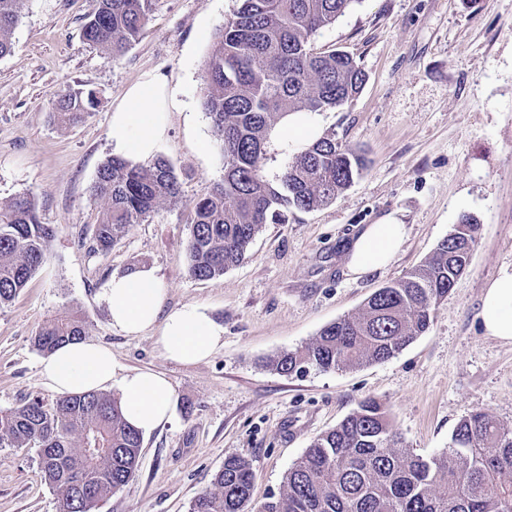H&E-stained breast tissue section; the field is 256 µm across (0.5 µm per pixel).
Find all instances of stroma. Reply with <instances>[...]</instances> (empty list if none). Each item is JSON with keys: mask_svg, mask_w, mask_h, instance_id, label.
I'll return each instance as SVG.
<instances>
[{"mask_svg": "<svg viewBox=\"0 0 512 512\" xmlns=\"http://www.w3.org/2000/svg\"><path fill=\"white\" fill-rule=\"evenodd\" d=\"M239 6L151 0L143 34L113 60L82 37L90 0H26L12 51L0 58V201L32 193L41 222L55 227L47 263L0 307V411L33 396L55 400L33 338L65 308L82 314L86 338L123 367L163 373L176 393L171 421L143 436L134 477L98 512H188L230 456L249 461L253 502L262 504L309 444L367 399L385 407L404 446L424 457L446 448L471 413L512 427V344L487 336L481 316L486 285L512 267V0H356L321 29L315 45L353 55L366 81L342 107L306 118L367 166L335 201L289 210L287 223L263 227L243 263L199 281L187 270L188 205L224 179L202 106L204 64ZM147 74L178 91L159 154L179 175L183 201L162 205L98 253L91 187L116 153L112 112ZM87 89L101 91L99 106L77 126L57 124V95ZM299 149L277 122L265 144L266 179L277 182ZM465 215L480 224L471 261L426 332L358 369L289 377L271 370L281 352L357 315L375 290L421 264ZM386 220L407 230L395 258L353 275L350 242ZM133 268L153 271L163 311L206 307L224 327L223 347L187 366L165 359L153 332L114 328L101 295L112 275ZM38 454L0 447V512H57Z\"/></svg>", "mask_w": 512, "mask_h": 512, "instance_id": "1", "label": "stroma"}]
</instances>
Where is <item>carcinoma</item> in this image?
Masks as SVG:
<instances>
[{
	"label": "carcinoma",
	"mask_w": 512,
	"mask_h": 512,
	"mask_svg": "<svg viewBox=\"0 0 512 512\" xmlns=\"http://www.w3.org/2000/svg\"><path fill=\"white\" fill-rule=\"evenodd\" d=\"M25 0H0V57ZM150 0H92L84 39L112 58L122 56L149 21ZM356 0H241L215 35L205 68V110L224 155V181L190 205L188 272L197 280L224 275L243 262L263 225L288 220V210L310 212L346 190L363 158L323 137L288 163L278 184L262 170L271 127L296 112L345 105L366 76L348 53L315 48V34L336 22ZM99 103L95 90L67 91L53 103L62 126L77 124ZM93 196L103 202L93 250L108 252L135 224L166 203L181 202L171 163L144 166L112 156L99 167ZM419 266L376 290L353 318L326 325L309 344L271 361L283 376L354 369L386 361L429 327L431 313L469 265L479 224L461 217ZM55 228L40 221L35 198L0 202V306L15 299L47 259ZM85 319L59 312L34 336L50 353L85 336ZM80 436L74 449L71 436ZM40 448L39 466L56 491L58 512H93L123 488L139 463L142 436L125 420L121 402L102 392L33 397L0 411V443ZM254 472L236 456L224 461L213 488L198 494L189 512H512V428L475 412L456 426L448 447L424 458L401 445L387 412L375 400L359 404L335 428L315 438L288 469L279 494L252 503Z\"/></svg>",
	"instance_id": "1"
}]
</instances>
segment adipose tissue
I'll return each mask as SVG.
<instances>
[{
  "label": "adipose tissue",
  "instance_id": "ef3b65f1",
  "mask_svg": "<svg viewBox=\"0 0 512 512\" xmlns=\"http://www.w3.org/2000/svg\"><path fill=\"white\" fill-rule=\"evenodd\" d=\"M176 91L155 75L129 87L112 113L111 133L118 151L154 155L166 129L167 111ZM405 236V227L389 221L368 225L354 240L348 268L363 274L388 266ZM113 327L138 336L157 329L156 344L173 362L193 365L209 359L224 345V328L206 308L185 305L162 313V291L150 270L113 275L104 290ZM482 321L486 335L512 343V269L503 268L483 295ZM44 384L60 395H79L114 386L128 423L148 434L168 423L175 391L158 372L125 369L110 349L90 340L57 347L41 363Z\"/></svg>",
  "mask_w": 512,
  "mask_h": 512
}]
</instances>
